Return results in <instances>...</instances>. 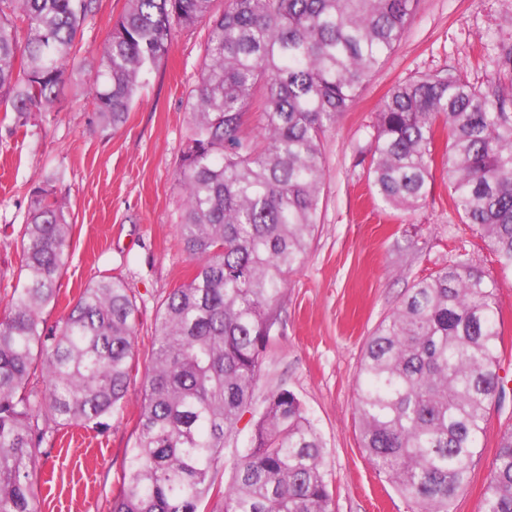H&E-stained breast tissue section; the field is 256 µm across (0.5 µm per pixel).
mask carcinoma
I'll return each mask as SVG.
<instances>
[{
	"mask_svg": "<svg viewBox=\"0 0 512 512\" xmlns=\"http://www.w3.org/2000/svg\"><path fill=\"white\" fill-rule=\"evenodd\" d=\"M97 0H0V98L14 123L52 104ZM127 0L90 75L102 128L125 120L175 29L205 22V60L178 172V234L193 278L158 311L135 445L112 512H332L325 446L296 394L271 391L214 481L250 408L275 306L318 227L321 141L404 36L418 0ZM497 66L512 82V43ZM260 131L245 132L256 97ZM512 105L460 72L397 83L376 114L368 180L395 210L426 201L441 169L460 223L512 273ZM72 225L48 182L33 188L19 283L0 316V512H38L31 481L56 427L106 426L136 359L138 307L124 279L89 283L45 328ZM496 281L466 249L418 280L369 336L356 411L361 447L416 512H450L501 400ZM481 512H512V424Z\"/></svg>",
	"mask_w": 512,
	"mask_h": 512,
	"instance_id": "carcinoma-1",
	"label": "carcinoma"
}]
</instances>
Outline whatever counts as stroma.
<instances>
[{"instance_id":"obj_1","label":"stroma","mask_w":512,"mask_h":512,"mask_svg":"<svg viewBox=\"0 0 512 512\" xmlns=\"http://www.w3.org/2000/svg\"><path fill=\"white\" fill-rule=\"evenodd\" d=\"M125 6L97 0L53 105L31 113L20 129L0 115V302L17 285L31 191L49 176L67 203L72 233L57 297L43 312L47 327L104 276L123 277L138 306L137 357L123 406L106 427L48 433L33 476L40 512H112L135 443L157 311L195 272L177 231L185 200L178 162L207 26L176 30L168 54L143 76L126 122L112 131L98 124L89 77ZM505 41H512V0H420L400 43L322 139L318 231L304 265L288 276L255 397L285 387L300 399L325 445L334 512H413L361 446L357 378L368 336L459 247L497 283L504 398L490 409L482 457L452 512H479L499 434L512 423V273L500 271L487 240L462 228L442 174L414 211L382 209L367 178L375 115L393 84L454 69L495 88L491 60Z\"/></svg>"}]
</instances>
